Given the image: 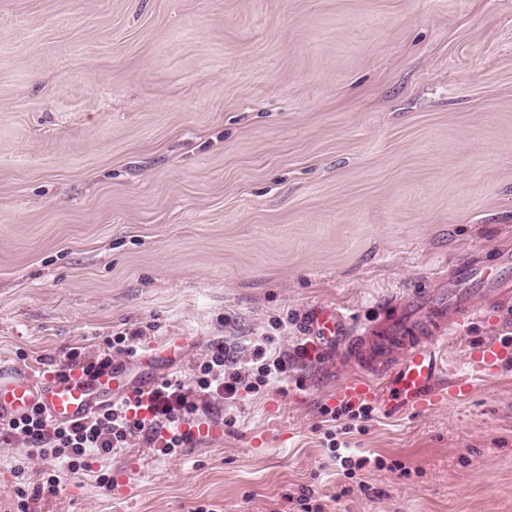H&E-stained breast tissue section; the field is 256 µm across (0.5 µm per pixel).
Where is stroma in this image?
<instances>
[{
	"instance_id": "1",
	"label": "stroma",
	"mask_w": 512,
	"mask_h": 512,
	"mask_svg": "<svg viewBox=\"0 0 512 512\" xmlns=\"http://www.w3.org/2000/svg\"><path fill=\"white\" fill-rule=\"evenodd\" d=\"M510 248L512 0H0V366L42 376L115 336L184 337L152 367L183 382L217 342L288 356L286 381L212 402L211 435L136 437L112 487L68 475L41 512H285L305 488L323 512H512V363L341 416L371 459L349 479L323 446L346 370L302 350L313 308L374 319L474 253L512 279ZM486 336L512 322L437 349ZM45 470L0 445V512Z\"/></svg>"
}]
</instances>
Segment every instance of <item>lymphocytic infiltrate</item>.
Wrapping results in <instances>:
<instances>
[{"label":"lymphocytic infiltrate","instance_id":"obj_1","mask_svg":"<svg viewBox=\"0 0 512 512\" xmlns=\"http://www.w3.org/2000/svg\"><path fill=\"white\" fill-rule=\"evenodd\" d=\"M270 342L267 336L256 341L245 368L224 343L213 344L196 365L192 383L163 381L147 399L104 405L77 423L53 422L35 408L0 424L1 443L22 440L28 457L48 466L45 481L30 488L18 486V512H38V502L57 492L62 475L89 470L91 461L117 454L133 437L147 436L167 455L191 445L189 427L198 420L203 399L214 396L231 405L241 393L260 392L285 378L288 362L271 351Z\"/></svg>","mask_w":512,"mask_h":512}]
</instances>
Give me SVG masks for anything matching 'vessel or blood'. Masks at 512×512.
I'll list each match as a JSON object with an SVG mask.
<instances>
[{
  "label": "vessel or blood",
  "instance_id": "vessel-or-blood-1",
  "mask_svg": "<svg viewBox=\"0 0 512 512\" xmlns=\"http://www.w3.org/2000/svg\"><path fill=\"white\" fill-rule=\"evenodd\" d=\"M465 279L481 282L478 294L484 307L475 305L476 293L462 287ZM511 307L512 280L495 277L473 254L457 264L451 276L436 278L432 287L383 305L380 318L354 325L341 309L318 307L307 315L305 325L309 335L335 343L337 355L351 365L336 388V403L378 402L387 411L418 409L436 402L438 374H455V389L463 395L471 375L492 373L512 359V345L494 338L474 348L460 365L442 362L435 352L449 322L462 324L479 316L497 321ZM135 395L136 386L120 364L97 374L76 368L66 377L41 380L20 369L0 370V422L36 405L54 421H76Z\"/></svg>",
  "mask_w": 512,
  "mask_h": 512
}]
</instances>
